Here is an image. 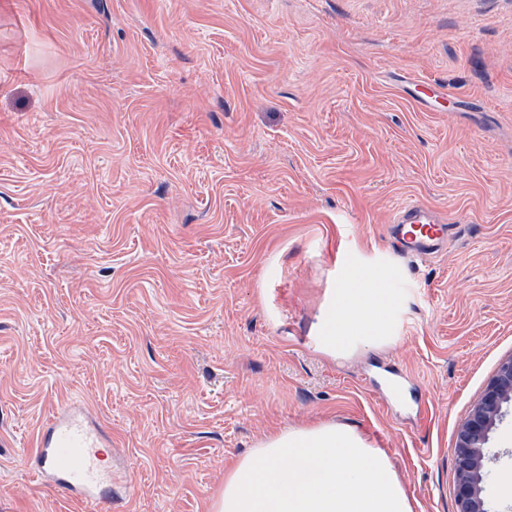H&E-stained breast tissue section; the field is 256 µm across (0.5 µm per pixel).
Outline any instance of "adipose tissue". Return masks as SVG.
Masks as SVG:
<instances>
[{"label": "adipose tissue", "mask_w": 512, "mask_h": 512, "mask_svg": "<svg viewBox=\"0 0 512 512\" xmlns=\"http://www.w3.org/2000/svg\"><path fill=\"white\" fill-rule=\"evenodd\" d=\"M392 298L361 273L339 278L317 350L331 359L387 344ZM211 512H414L388 454L333 422L266 435L224 471Z\"/></svg>", "instance_id": "obj_1"}]
</instances>
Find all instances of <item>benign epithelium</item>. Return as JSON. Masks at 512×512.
Here are the masks:
<instances>
[{"mask_svg":"<svg viewBox=\"0 0 512 512\" xmlns=\"http://www.w3.org/2000/svg\"><path fill=\"white\" fill-rule=\"evenodd\" d=\"M512 408V355L502 359L468 417L456 430V512H489L484 496L487 445Z\"/></svg>","mask_w":512,"mask_h":512,"instance_id":"1","label":"benign epithelium"}]
</instances>
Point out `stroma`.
Masks as SVG:
<instances>
[{
  "label": "stroma",
  "instance_id": "stroma-1",
  "mask_svg": "<svg viewBox=\"0 0 512 512\" xmlns=\"http://www.w3.org/2000/svg\"><path fill=\"white\" fill-rule=\"evenodd\" d=\"M446 219L394 251L398 206ZM393 343L315 346L341 265ZM512 355V0H0V512L77 399L133 496L210 512L265 433L336 421L414 512H455V435ZM512 512V417L491 448ZM397 236L403 242V253L431 254L442 250L448 239V224L433 210L414 203L399 208L394 218Z\"/></svg>",
  "mask_w": 512,
  "mask_h": 512
}]
</instances>
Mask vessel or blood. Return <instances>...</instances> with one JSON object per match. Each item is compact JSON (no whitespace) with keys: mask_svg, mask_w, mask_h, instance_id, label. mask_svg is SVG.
<instances>
[{"mask_svg":"<svg viewBox=\"0 0 512 512\" xmlns=\"http://www.w3.org/2000/svg\"><path fill=\"white\" fill-rule=\"evenodd\" d=\"M394 222L407 254H431L447 243V224L425 206H401ZM108 444L85 404L62 403L38 428L34 473L40 484L62 491L72 501L94 505L97 512H110L112 472L103 464V449Z\"/></svg>","mask_w":512,"mask_h":512,"instance_id":"1","label":"vessel or blood"}]
</instances>
